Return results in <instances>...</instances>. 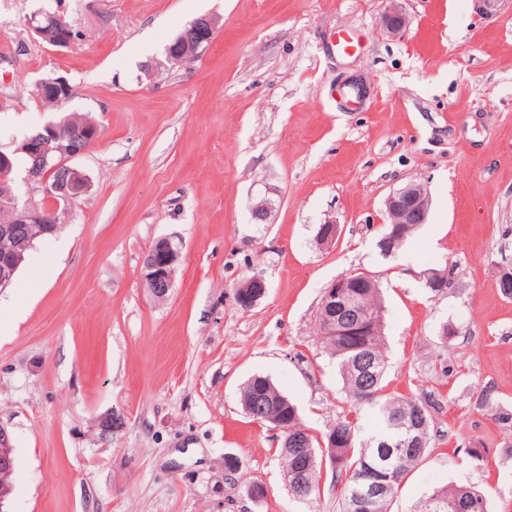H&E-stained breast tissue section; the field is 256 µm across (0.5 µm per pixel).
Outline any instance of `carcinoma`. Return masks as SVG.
I'll use <instances>...</instances> for the list:
<instances>
[{
	"mask_svg": "<svg viewBox=\"0 0 512 512\" xmlns=\"http://www.w3.org/2000/svg\"><path fill=\"white\" fill-rule=\"evenodd\" d=\"M358 311L373 326L367 336H326L325 348L336 360L349 397L358 406L371 408L378 420V428L366 440L358 438L357 422L347 416L336 419L334 428L343 441L331 447L326 431L323 437L312 434L299 422L297 407L262 375H255L245 385L242 395L243 409L248 410L259 402L265 405L266 422L281 427L278 455L283 463L285 480L290 482V469L295 458H300L306 468V480L312 485V495L320 493L321 474L329 468L335 476L339 491L340 512H357L351 506L357 473L365 466H384L390 470L388 486L380 492L374 512H390V505L407 472L429 451L436 436L435 413L439 403L432 394L422 398L382 397L386 373L384 347V306L378 286L356 288ZM418 420L423 425L425 444L418 452L410 454L400 446L406 420ZM466 504L464 512H489L487 498L471 487L451 486L436 489L423 495L415 512H451L455 502Z\"/></svg>",
	"mask_w": 512,
	"mask_h": 512,
	"instance_id": "carcinoma-1",
	"label": "carcinoma"
}]
</instances>
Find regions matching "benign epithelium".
I'll return each mask as SVG.
<instances>
[{"mask_svg": "<svg viewBox=\"0 0 512 512\" xmlns=\"http://www.w3.org/2000/svg\"><path fill=\"white\" fill-rule=\"evenodd\" d=\"M390 2L392 6L382 16V25L387 31L398 33L405 25V18L397 6L398 0ZM214 31L215 22L211 18L203 17L193 21L187 33L181 38L180 59L195 57L203 45L211 42ZM45 85L64 90V94L60 96L62 100H69L75 93L70 81L61 75L39 82V86ZM44 129L46 133L43 137L28 138L15 149V153L31 159V164L21 169L20 181L29 190L39 193L41 199L37 202L25 201L19 205L16 196L9 194L13 209L18 213L17 220L24 224V227L0 224V245L5 246V249L0 250L1 289L12 283L20 263V257L10 252L7 246L15 243L16 236L23 231L27 233L30 241L43 234L45 227L51 228L53 233L59 232L61 226L56 223L54 213L61 205L67 206L85 194L90 187L88 175L82 169L71 165V161L87 151L99 135L98 127H90L81 141L68 134L63 122H49ZM60 170L66 172L70 185V195L62 202L55 198V175ZM429 204V195L420 184H409L390 194L385 205L392 229L383 243L398 238L405 224L425 223ZM179 263L180 252L167 238L156 240L146 251L141 261V277L155 298L167 297L174 286V273ZM369 282L371 278L364 273L350 274L339 278L326 290L320 307V311L325 315L324 335L336 336L345 331L351 336H360L368 329L364 322L352 317L349 327L342 331L336 328V317L348 309L346 296L349 289L359 288ZM265 291V281L259 276H253L237 289L236 295L239 296L243 308L249 309L264 296ZM12 453L10 434L7 429L0 426V463L12 464ZM383 481L384 474L378 471H370L363 476L356 493V499L362 507L369 509L373 506Z\"/></svg>", "mask_w": 512, "mask_h": 512, "instance_id": "benign-epithelium-1", "label": "benign epithelium"}]
</instances>
